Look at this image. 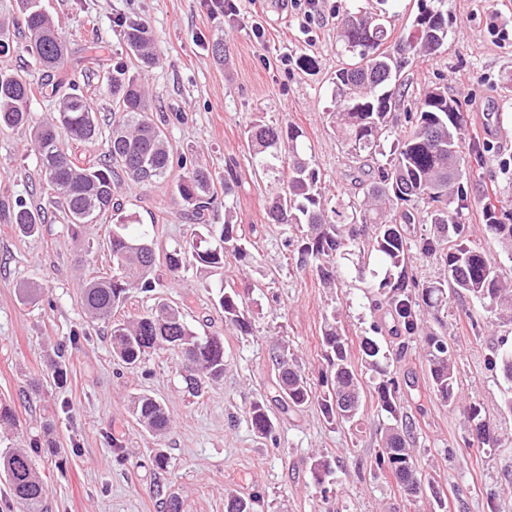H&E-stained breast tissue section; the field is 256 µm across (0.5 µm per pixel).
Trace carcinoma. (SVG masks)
<instances>
[{
    "label": "carcinoma",
    "instance_id": "cac0c4a2",
    "mask_svg": "<svg viewBox=\"0 0 512 512\" xmlns=\"http://www.w3.org/2000/svg\"><path fill=\"white\" fill-rule=\"evenodd\" d=\"M19 5L26 51L43 69L60 70L66 48L53 17L42 9L40 0H19ZM448 32L444 0H418L410 29L398 36L384 19L362 6L343 14L341 40L349 59L332 77L336 111L329 116L332 130L352 158L366 155L375 159L372 179L362 184V198L341 201L330 209L325 206L319 171L303 145L305 135L300 128L269 124L259 117L246 127L244 137L252 162L264 174L280 173L275 161L288 155L286 190L269 201L266 215L272 224L302 228L300 236L285 239L297 266L315 272L321 283L332 288L341 269L353 268L362 274L366 260L376 256L386 270L379 290L397 330L410 339L423 338L432 390L441 402L452 406L459 397L455 350L447 333L425 327L426 316H439L448 306V294H465L480 303L490 322L511 324L512 280L501 277L489 251L468 245L469 225L463 216L471 206L470 159L482 158V150L466 146L462 137L468 112L448 97L444 86H428L410 100L409 88L401 81L412 59L433 56L447 45ZM124 38L139 63L145 67L156 63L154 40L144 23H128ZM109 93L115 111L106 137L107 151L98 159L80 162L68 151L66 142L94 144L101 135L89 100L74 89L58 98L49 118L37 123L31 113L33 90L26 76L0 70V128L29 133L49 190L40 206L18 200L11 223L15 231L29 235L45 223L49 209L73 227L96 224L110 216L107 249L112 275L94 277L86 284L81 297L84 313L90 322L110 326L113 356L126 365H140L152 350H173L180 357L187 391L199 395L224 377V337L197 335L180 308L166 302L157 303L137 319L116 318L133 294L150 293L161 286L155 272L157 263L149 258L155 251L154 238L124 214L117 199L120 185L148 187L161 182L173 168L174 151L165 124L150 117L144 85L122 62L112 68ZM387 141L390 148L386 150ZM378 155L383 160H377ZM178 164L185 169L176 182L182 213L189 223H201L206 233H195L190 241L165 252L170 280H178L190 265L203 272L222 268L227 253L250 263L246 235L236 222L234 207L224 204L220 229L205 223L219 194L226 200L235 194L234 164H226L224 182L218 185L208 169L189 167L182 158ZM484 221L488 238L512 254V209L489 201L484 206ZM406 224H429L431 233L413 240L407 236ZM414 251L435 257L444 276L422 283L410 275L408 264ZM247 294V290L225 288L216 302L224 323L242 335L252 330ZM321 346L326 390L317 391L285 351L276 359L277 401L286 412L315 404L328 423L352 426L363 406L364 390L334 312L324 319ZM360 350L364 367L379 375L372 404L390 420L381 436L377 469L390 473L409 498L428 494L442 507L443 489L425 480L415 466L410 448L413 424L400 406L398 382L382 367L375 341L364 339ZM493 364L512 385V352L494 357ZM130 404L132 416L142 428L158 441L166 437L171 419L163 403L141 392ZM249 417L258 435H275L265 401L253 402ZM467 417L478 443L490 449L502 444L499 425L481 407L469 406ZM39 450L36 443L28 449H0V474L19 512H47L45 479L35 463ZM310 469L320 482L332 473V460L314 456ZM155 497L159 512H181L179 496L164 490V485L156 486ZM258 503L255 496L230 494L225 512H257Z\"/></svg>",
    "mask_w": 512,
    "mask_h": 512
}]
</instances>
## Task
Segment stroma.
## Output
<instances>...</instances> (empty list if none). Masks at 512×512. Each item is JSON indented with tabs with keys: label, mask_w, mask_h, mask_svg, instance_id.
<instances>
[{
	"label": "stroma",
	"mask_w": 512,
	"mask_h": 512,
	"mask_svg": "<svg viewBox=\"0 0 512 512\" xmlns=\"http://www.w3.org/2000/svg\"><path fill=\"white\" fill-rule=\"evenodd\" d=\"M352 0H322L313 22L278 0H240V13H214L209 0H42L67 47L65 66L46 73L24 51L22 30L0 53V70L27 72L34 89L31 111L42 121L54 109L51 85L75 83L89 99L102 128L112 123L107 76L126 56L120 19L151 28L158 61L141 68L139 78L156 102L154 119H168L176 155L207 167L223 181L227 161H235L239 181L234 197L238 222L251 243L249 266L226 257L223 268L199 274L185 270L180 281H164L154 296L140 295L123 313L137 317L155 298L180 306L198 334L224 338V377L194 397L184 391L180 360L170 350L151 352L139 368L114 359L103 324L86 327L81 295L94 276L112 272L103 248L108 224H88L72 233L62 220L40 225L24 237L9 223L17 200L41 201L39 162L28 134L0 132V402L18 422L13 440L28 445L50 436L52 447L36 458L47 477L50 512H157L151 450L162 446L169 458L167 481L180 496L182 512H225L227 495H260L258 512H438L430 497L411 499L388 475L373 470L383 424L365 403L355 426L326 423L318 407L282 412L275 402L272 357L288 350L312 382L325 367L321 327L336 310L349 339V356L360 364V344L377 342L388 372L400 385V403L413 420L415 463L425 478L447 495L445 512H512V441L490 453L478 451L464 406L477 405L497 417L508 393L491 361L512 350V325L492 324L481 305L450 296L443 323L457 350L456 374L461 405L451 408L431 389L420 339L393 336L391 316L372 275H343L326 288L315 272L298 270L283 246L292 233L266 219L268 201L283 190L274 176L256 174L243 145L242 131L254 115L270 123L300 127L321 176L328 205L348 200L367 171L355 169L347 150L327 124L334 108L331 77L345 57L339 24ZM451 31L441 53L418 59L409 68L411 90L444 85L469 112L466 140L489 150L470 178L472 205L464 221L473 242L486 243L485 200L512 201V179L500 164L512 161V41L495 42L497 24L512 30V0H444ZM265 28L256 39L253 23ZM224 42V59L211 47ZM315 56L317 69L283 72L284 55ZM125 190V214L153 228L157 253L189 238L193 226L181 215L171 183ZM255 283L249 294L253 331L243 336L225 325L213 308L221 288ZM37 285L41 295L21 303V288ZM89 328V342L68 349L67 380L54 382L52 361L59 343ZM146 391L171 417L162 442L131 417L130 399ZM265 400L277 423L275 438L259 437L248 411ZM51 433H44V423ZM325 455L333 471L316 481L310 459Z\"/></svg>",
	"instance_id": "1"
}]
</instances>
